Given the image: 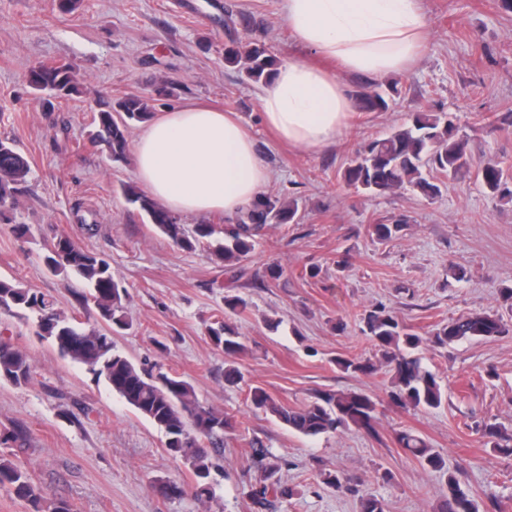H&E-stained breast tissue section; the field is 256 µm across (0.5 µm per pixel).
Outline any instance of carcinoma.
<instances>
[{
  "mask_svg": "<svg viewBox=\"0 0 512 512\" xmlns=\"http://www.w3.org/2000/svg\"><path fill=\"white\" fill-rule=\"evenodd\" d=\"M224 64L235 68L254 83H266L280 65L270 47L258 39L246 43L230 39L224 47ZM30 83L38 91L70 96L80 93L73 67L69 63L40 64L30 71ZM400 91L392 85L385 89L362 84L353 94L354 111L386 112ZM147 96H126L98 112L90 142L101 146L114 161L127 158L128 132L135 123L148 121L152 112ZM30 174L28 159L8 138H0V223L13 225L19 238L30 234V227L15 222L13 211L17 197ZM448 179L474 178L485 190L502 198L512 197L508 183L512 174L493 158L475 162L467 154L466 140L458 136V127L444 112L419 111L409 123L382 138L373 139L352 156L344 168L341 187L358 195L373 198L395 190H409L432 199L440 193L437 177ZM132 210L148 220L176 245L194 251L205 239H211L210 255L226 266L239 263L255 247V236L266 224H290L298 208L292 201L263 195L233 219L225 221L223 237L214 238L216 230L210 223L196 225L193 235L154 199L136 188L122 187ZM403 220L393 224H372V234L380 241L390 240ZM64 257H44L47 268L55 274L73 278L89 289V298L96 305L106 327H87L74 323L55 308L47 295L18 283L0 280V313L22 319L34 317L37 335L53 342L63 357L86 367L96 378L105 381L112 392L129 406L159 427L166 436L167 448L188 464L195 476L198 498L212 495L209 483L208 450L202 440L219 446L224 433L233 429L232 417L202 405L193 387L169 372L148 373L126 356L115 351L112 336L106 328L124 329L128 320L123 301L128 289L117 280L110 264L95 253L81 247L68 236L56 238L51 246ZM363 332L377 347L379 361L391 374L395 391L392 397L404 406L431 410L442 406L446 395L437 376L426 368L414 351L423 337L414 332L390 310L376 306L361 314ZM512 322L499 314L472 313L451 318L432 329L429 342L446 347L461 341L488 339L508 333ZM208 334L213 345L224 353L228 366L224 370L227 383L236 385L241 379L238 370L229 365L244 349L236 330L224 321H216ZM336 365L348 372L372 374L376 363L370 359L338 357ZM23 385L32 379V366L27 355L6 342H0V380ZM254 408L269 412L293 432L304 437H317L351 425L367 432L373 430L376 402L358 392L337 394L322 392L303 407H288L276 402L263 388L250 389ZM488 439L492 448L511 452L512 439L494 424L484 422L476 428ZM398 445L423 467L447 476L446 494L437 512H478L469 490L448 470L445 460L428 442L412 430L396 434ZM254 460L264 470V480L247 486L244 495L256 512H273L288 501L294 490L276 477L280 460L265 448L259 439L250 441ZM9 488L16 497L38 508L44 491L36 486L29 473L0 456V488Z\"/></svg>",
  "mask_w": 512,
  "mask_h": 512,
  "instance_id": "carcinoma-1",
  "label": "carcinoma"
}]
</instances>
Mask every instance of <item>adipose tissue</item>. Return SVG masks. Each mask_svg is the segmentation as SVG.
I'll return each instance as SVG.
<instances>
[{
  "instance_id": "1",
  "label": "adipose tissue",
  "mask_w": 512,
  "mask_h": 512,
  "mask_svg": "<svg viewBox=\"0 0 512 512\" xmlns=\"http://www.w3.org/2000/svg\"><path fill=\"white\" fill-rule=\"evenodd\" d=\"M281 14L300 45L353 74L402 72L425 44L420 0H282ZM259 103L280 141L314 150L334 145L353 113L343 82L302 60L278 66ZM134 156L139 182L175 214L235 215L270 181L242 119L193 104L143 126Z\"/></svg>"
}]
</instances>
